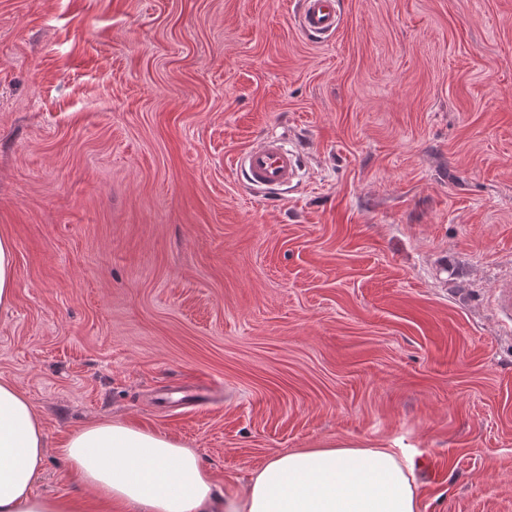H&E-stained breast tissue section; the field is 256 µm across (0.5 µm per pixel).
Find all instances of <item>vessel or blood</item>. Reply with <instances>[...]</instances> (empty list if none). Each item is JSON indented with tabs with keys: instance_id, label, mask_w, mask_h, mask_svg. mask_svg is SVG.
<instances>
[{
	"instance_id": "b4317fda",
	"label": "vessel or blood",
	"mask_w": 512,
	"mask_h": 512,
	"mask_svg": "<svg viewBox=\"0 0 512 512\" xmlns=\"http://www.w3.org/2000/svg\"><path fill=\"white\" fill-rule=\"evenodd\" d=\"M297 21L304 35L328 40L342 23L340 0H298ZM233 167L247 185L276 189L293 184L299 157L281 137L269 135L236 157Z\"/></svg>"
}]
</instances>
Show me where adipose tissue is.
Listing matches in <instances>:
<instances>
[{"instance_id":"obj_1","label":"adipose tissue","mask_w":512,"mask_h":512,"mask_svg":"<svg viewBox=\"0 0 512 512\" xmlns=\"http://www.w3.org/2000/svg\"><path fill=\"white\" fill-rule=\"evenodd\" d=\"M45 439L30 400L0 382V512H85L82 498L34 493ZM60 451L82 485L124 512H418L409 470L390 448L291 451L225 494L193 450L126 424L70 432Z\"/></svg>"}]
</instances>
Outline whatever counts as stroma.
Instances as JSON below:
<instances>
[{
	"instance_id": "stroma-1",
	"label": "stroma",
	"mask_w": 512,
	"mask_h": 512,
	"mask_svg": "<svg viewBox=\"0 0 512 512\" xmlns=\"http://www.w3.org/2000/svg\"><path fill=\"white\" fill-rule=\"evenodd\" d=\"M0 0V381L57 445L99 421L241 490L382 444L418 512H512V0ZM301 157L264 199L234 157ZM297 21L307 37L325 41L332 38L342 23L339 0H298ZM15 281L14 246L10 238L0 236V310L7 311L13 301Z\"/></svg>"
}]
</instances>
